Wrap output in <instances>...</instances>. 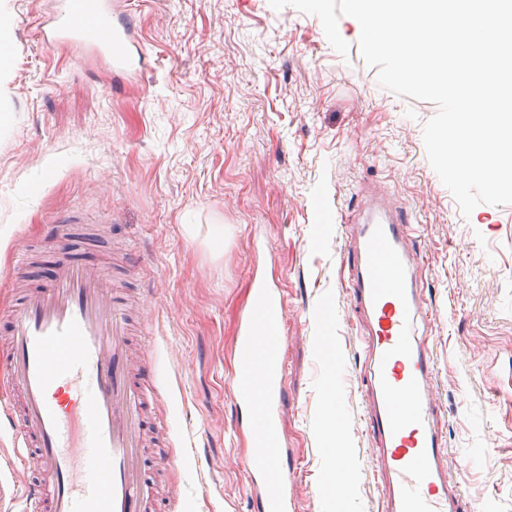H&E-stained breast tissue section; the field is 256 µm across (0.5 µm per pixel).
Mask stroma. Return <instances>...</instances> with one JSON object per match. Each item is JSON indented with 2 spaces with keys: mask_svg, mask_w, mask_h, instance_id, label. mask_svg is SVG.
Listing matches in <instances>:
<instances>
[{
  "mask_svg": "<svg viewBox=\"0 0 512 512\" xmlns=\"http://www.w3.org/2000/svg\"><path fill=\"white\" fill-rule=\"evenodd\" d=\"M48 0H0L8 81L0 90V333L16 274L48 284L44 251L21 268L54 218L79 213L133 298L170 463L164 512H253L239 466L229 355L251 301L254 244L287 305L288 408L282 434L299 467L303 512H382L380 452L368 445L367 374L343 288L337 211L365 184L402 203L416 231L418 287L432 301L435 397L453 475L476 512H512V204L463 218L429 163L435 104L380 86L357 45L340 56L320 19L269 0H115L154 71L117 81L92 58L44 48ZM351 476L326 482L336 446Z\"/></svg>",
  "mask_w": 512,
  "mask_h": 512,
  "instance_id": "stroma-1",
  "label": "stroma"
}]
</instances>
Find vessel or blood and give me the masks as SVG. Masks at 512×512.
<instances>
[{"label": "vessel or blood", "mask_w": 512, "mask_h": 512, "mask_svg": "<svg viewBox=\"0 0 512 512\" xmlns=\"http://www.w3.org/2000/svg\"><path fill=\"white\" fill-rule=\"evenodd\" d=\"M39 38L130 78L143 75L149 57L132 24H113L112 0H54ZM79 221L65 216L52 227L53 281L26 289L11 314L6 358L18 398L0 401V422L12 431L14 456L39 469L22 485L18 512H150L156 487L143 448L156 425L147 414L151 385L133 363L120 294L74 256L68 227ZM338 222L350 300L367 324L365 434L383 450L386 512H474L451 475L432 398L438 364L425 328L434 307L416 286L408 216L360 192ZM252 293L231 347L236 427L250 441L240 465L259 512H297L292 450L277 436L288 403L284 296L261 272Z\"/></svg>", "instance_id": "vessel-or-blood-1"}]
</instances>
